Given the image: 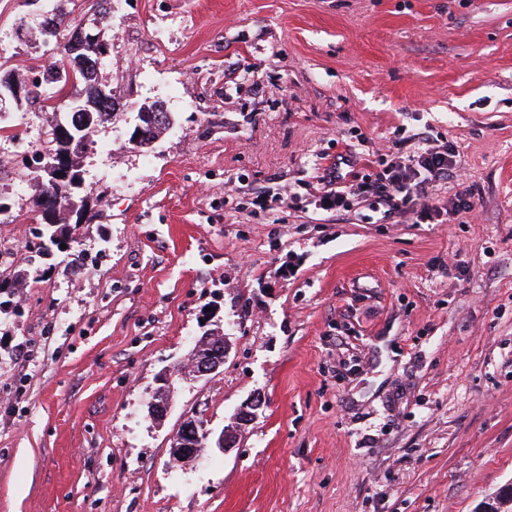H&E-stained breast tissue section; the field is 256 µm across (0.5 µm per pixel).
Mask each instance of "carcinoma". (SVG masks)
Here are the masks:
<instances>
[{"label":"carcinoma","instance_id":"cac0c4a2","mask_svg":"<svg viewBox=\"0 0 512 512\" xmlns=\"http://www.w3.org/2000/svg\"><path fill=\"white\" fill-rule=\"evenodd\" d=\"M48 23L49 29L39 31V36L44 43L54 42L56 53L44 65V81L30 87L12 75L9 80L22 88L21 94L13 97L16 105L40 103L51 128L48 146L39 152V170L30 178L34 194L27 218L41 225L42 236L55 246L59 239L73 240L68 222L71 214H76L78 224L85 216L90 221L99 216L97 212L86 214L85 199L76 195L84 184L80 158L92 146L91 132L116 119L118 112L112 87L98 79V46L85 44L75 54L79 31L70 30L61 14H53ZM171 123L168 112L160 121L139 119V145H150ZM62 168L70 173L67 181L56 178Z\"/></svg>","mask_w":512,"mask_h":512}]
</instances>
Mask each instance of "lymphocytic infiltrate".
Wrapping results in <instances>:
<instances>
[{"label":"lymphocytic infiltrate","mask_w":512,"mask_h":512,"mask_svg":"<svg viewBox=\"0 0 512 512\" xmlns=\"http://www.w3.org/2000/svg\"><path fill=\"white\" fill-rule=\"evenodd\" d=\"M457 150L454 143H440L418 137L411 151L386 156L377 169L361 176L358 183L346 184L331 175L323 180V207L346 210L360 200L384 206L387 216L413 218L418 224H446L461 213L472 212L474 196L470 189L455 192L441 200L435 193L439 184L458 179Z\"/></svg>","instance_id":"lymphocytic-infiltrate-1"}]
</instances>
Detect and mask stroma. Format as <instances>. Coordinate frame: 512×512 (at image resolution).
Here are the masks:
<instances>
[{
    "label": "stroma",
    "mask_w": 512,
    "mask_h": 512,
    "mask_svg": "<svg viewBox=\"0 0 512 512\" xmlns=\"http://www.w3.org/2000/svg\"><path fill=\"white\" fill-rule=\"evenodd\" d=\"M52 9L89 28L100 4L0 0V69L41 77ZM107 40L95 219L48 255L0 223L24 278L0 293V512H484L512 486V0H112ZM152 102L173 123L135 147ZM13 114L0 195L22 206L47 126ZM420 132L457 145L473 212L321 209L358 137L348 182ZM217 325L223 367L149 418ZM187 414L236 446L173 462Z\"/></svg>",
    "instance_id": "stroma-1"
}]
</instances>
